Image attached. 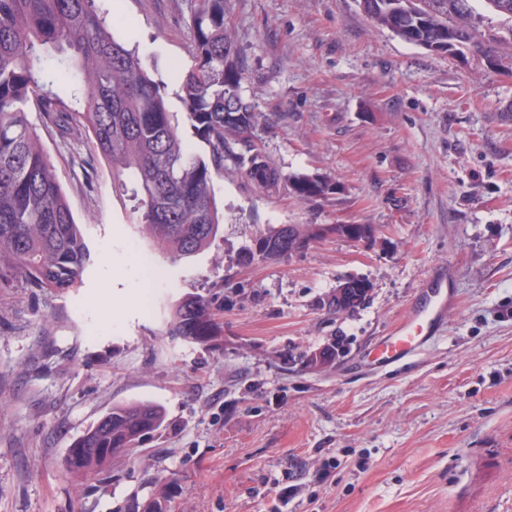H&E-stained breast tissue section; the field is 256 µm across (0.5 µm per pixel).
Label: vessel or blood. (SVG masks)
Segmentation results:
<instances>
[{"instance_id": "1", "label": "vessel or blood", "mask_w": 512, "mask_h": 512, "mask_svg": "<svg viewBox=\"0 0 512 512\" xmlns=\"http://www.w3.org/2000/svg\"><path fill=\"white\" fill-rule=\"evenodd\" d=\"M452 303L453 292L447 274L442 271L435 273L394 335L378 345V360L390 365L413 355L433 334Z\"/></svg>"}]
</instances>
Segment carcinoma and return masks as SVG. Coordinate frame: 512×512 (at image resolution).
Masks as SVG:
<instances>
[{"label":"carcinoma","mask_w":512,"mask_h":512,"mask_svg":"<svg viewBox=\"0 0 512 512\" xmlns=\"http://www.w3.org/2000/svg\"><path fill=\"white\" fill-rule=\"evenodd\" d=\"M97 0H0V275L19 270L30 285L64 293L76 287L90 260L83 235L58 183L54 164L31 120L55 130L63 143L91 139L112 168L113 183L133 205L130 219L172 260L206 249L220 211L213 172L231 171L266 192L288 183L301 199L340 191L328 180L284 177L255 131L262 116L240 92L242 70L224 27V0H196L189 29L194 65L178 97L200 133L208 157L189 149L177 113L135 51L114 38ZM372 23L436 53L468 46L495 62L493 46L478 40L476 4L512 18V0H363ZM318 225H284L257 238L239 261L285 256L319 238ZM345 237L374 239L370 224H336ZM338 314L364 305L370 284L340 282ZM167 333L206 346L223 335L209 302L189 295L171 311ZM165 410L151 402L119 404L74 442L95 452L117 448L159 430Z\"/></svg>","instance_id":"cac0c4a2"}]
</instances>
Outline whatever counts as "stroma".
Segmentation results:
<instances>
[{
  "mask_svg": "<svg viewBox=\"0 0 512 512\" xmlns=\"http://www.w3.org/2000/svg\"><path fill=\"white\" fill-rule=\"evenodd\" d=\"M182 112L192 0H99ZM242 91L269 122L264 151L286 175L340 194L214 178L224 222L203 252L167 259L129 220L91 141L40 130L91 253L68 292L0 278V512H512V19L481 10L492 64L434 53L374 26L357 0H224ZM283 224H370L295 253L238 260ZM455 301L430 341L380 366L428 278ZM350 276L372 289L351 314L328 302ZM208 299L223 327L206 347L166 335L173 306ZM337 336L333 368L288 353ZM167 420L111 470L70 474L73 442L112 406ZM288 186L300 199L326 197L331 194H338V191H340V186L337 183L307 175L289 176ZM343 351H347V354L349 353V343L347 342V338L346 337L337 336L331 342H329L326 345H324L323 348L321 349V353L323 355L328 354L329 356H335L336 357V361H332V360L329 359V357H327L326 359H327L328 362L327 363H322L320 358H318V362L316 363V365H314V364L313 365H309L308 363L304 362V363L296 364L295 366L300 371L324 370V369H327V368L331 367L334 364L337 365L338 363H340L344 358H342L340 356H336V353L343 352Z\"/></svg>",
  "mask_w": 512,
  "mask_h": 512,
  "instance_id": "35a3bbf8",
  "label": "stroma"
}]
</instances>
